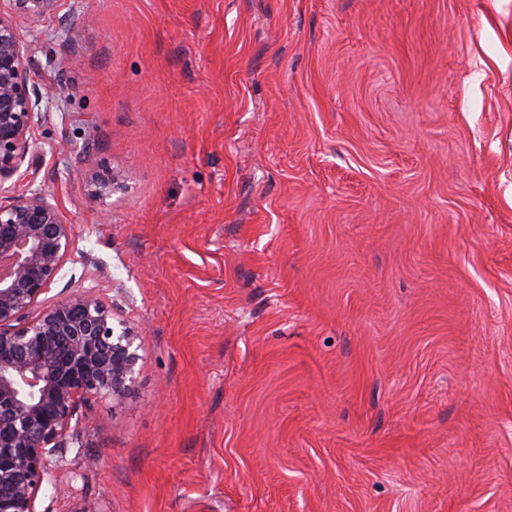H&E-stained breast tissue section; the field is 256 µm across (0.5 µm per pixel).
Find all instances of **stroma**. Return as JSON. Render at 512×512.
Here are the masks:
<instances>
[{
    "label": "stroma",
    "mask_w": 512,
    "mask_h": 512,
    "mask_svg": "<svg viewBox=\"0 0 512 512\" xmlns=\"http://www.w3.org/2000/svg\"><path fill=\"white\" fill-rule=\"evenodd\" d=\"M18 26L59 94L15 191L75 227L41 303L92 288L139 334L38 512H512V0ZM91 179L94 186L91 198L96 201L114 191V188L120 183L121 175L111 169L103 173H95Z\"/></svg>",
    "instance_id": "stroma-1"
}]
</instances>
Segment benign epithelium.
<instances>
[{"instance_id":"1","label":"benign epithelium","mask_w":512,"mask_h":512,"mask_svg":"<svg viewBox=\"0 0 512 512\" xmlns=\"http://www.w3.org/2000/svg\"><path fill=\"white\" fill-rule=\"evenodd\" d=\"M59 2L11 0L0 10V192L21 176L30 130L52 98V90L29 85L17 21L38 22ZM120 180L112 170L94 174L91 198L111 194ZM74 234L41 191L0 202V512H37L40 490L62 469L61 442L79 402L121 397L139 360L136 334L92 288L27 318Z\"/></svg>"}]
</instances>
